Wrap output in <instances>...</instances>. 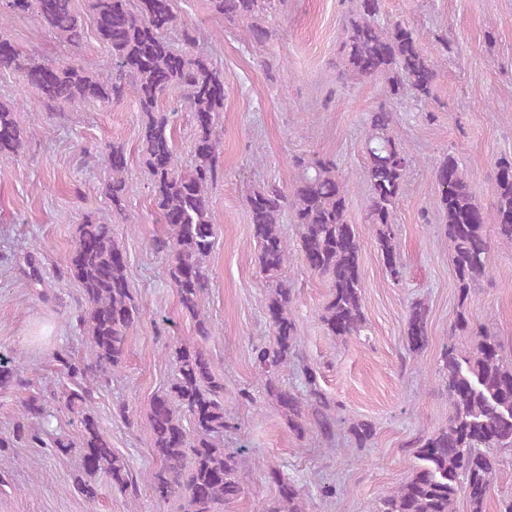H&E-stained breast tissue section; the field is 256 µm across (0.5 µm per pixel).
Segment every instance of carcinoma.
<instances>
[{"mask_svg":"<svg viewBox=\"0 0 512 512\" xmlns=\"http://www.w3.org/2000/svg\"><path fill=\"white\" fill-rule=\"evenodd\" d=\"M175 0H88L92 26L107 48L95 64L73 60L85 37L82 17L72 0H0V74H15L35 89L39 106L54 112L61 105L98 102L103 106L131 98L141 114V157L151 180L153 203L168 227L154 250L168 259V275L178 302L195 321V335L174 345L175 371L168 389L149 404L150 448L157 465L143 474L155 498L179 503V512H228L245 494L250 475L243 469V448L224 447V433L234 428L224 410V377L216 372L204 347L216 334L200 308L209 286L205 261L215 240L209 192L220 174L218 134L224 111V77L206 55L194 50L197 31L182 29V48L166 33L176 21ZM277 0H210L211 10L228 22L246 25L249 37L261 41L271 32L261 22ZM33 16L73 49L72 57L49 59L20 51L8 35L10 22ZM339 77L382 83L388 99L424 103L435 97L438 59L427 52L419 35L401 21L382 17L380 0H352L339 48ZM181 92L192 112L196 138L193 162L182 169L174 149L169 113L161 98ZM22 108L0 100V158L23 153L34 132L22 125ZM363 175L369 198L364 221L374 227L387 275L402 280L404 266L397 244V206L411 159L400 145L393 113L386 103L369 112ZM111 171L105 193L111 214L127 218L128 160L123 145L107 146ZM292 164L300 176L291 187L276 181L246 196V208L261 272L269 284L265 313L272 338L252 346V360L288 427L297 435L317 432L329 440L346 425L351 441L367 447L375 435L369 421L346 419L343 406L322 390L317 372L304 363L305 390L280 384L279 373L299 362V333L293 313L294 289L284 278L288 241L282 231L290 216L297 229V248L305 266L326 279L329 293L319 319L328 335L343 342L366 330L361 244L356 225L347 220L349 188L336 160L316 152ZM437 203L445 218L444 234L454 267L459 309L448 343L438 357V374L448 392L451 412L446 423L415 435L409 442L414 463L398 486L381 495L372 512H456L464 497L469 512H486L496 474L505 454L512 453V356L490 324L475 323L465 305L473 288L492 267L491 236L512 242V159L500 158L493 177L496 224L487 232L483 208L470 190L460 160L446 153L432 169ZM66 273L82 290L84 306L77 326L90 356L75 362L69 353H54L69 385L59 402L81 425L79 442L65 432H42L31 420L47 413L42 400L22 404L21 420L10 435L0 434V448L24 440L55 455L75 452L81 470L73 482L85 499L98 497L102 476L121 493L137 492V475L128 460L112 449L94 414L97 394L123 368L126 341L140 322V309L129 285L124 249L112 236V219L85 215L66 261ZM429 309L414 303L406 314L405 349L418 356L429 345ZM28 386L24 367L0 361V389ZM275 487L264 512H310L308 495L280 468L261 474Z\"/></svg>","mask_w":512,"mask_h":512,"instance_id":"carcinoma-1","label":"carcinoma"}]
</instances>
